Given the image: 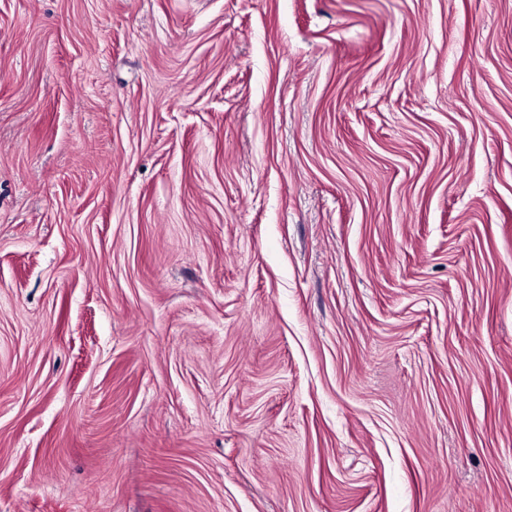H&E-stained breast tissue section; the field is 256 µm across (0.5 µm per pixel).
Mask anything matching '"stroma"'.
Here are the masks:
<instances>
[{
  "label": "stroma",
  "mask_w": 512,
  "mask_h": 512,
  "mask_svg": "<svg viewBox=\"0 0 512 512\" xmlns=\"http://www.w3.org/2000/svg\"><path fill=\"white\" fill-rule=\"evenodd\" d=\"M0 512H512V0H0Z\"/></svg>",
  "instance_id": "1"
}]
</instances>
